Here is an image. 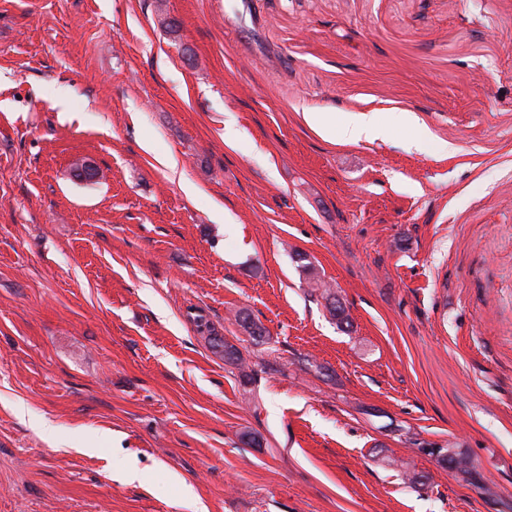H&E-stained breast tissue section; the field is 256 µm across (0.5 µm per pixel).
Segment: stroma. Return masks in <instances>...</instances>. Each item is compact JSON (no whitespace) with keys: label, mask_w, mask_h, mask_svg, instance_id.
<instances>
[{"label":"stroma","mask_w":512,"mask_h":512,"mask_svg":"<svg viewBox=\"0 0 512 512\" xmlns=\"http://www.w3.org/2000/svg\"><path fill=\"white\" fill-rule=\"evenodd\" d=\"M0 512H512V0H0ZM308 122L314 128L324 129L347 142L383 138L386 134L385 126L373 119L352 118L339 126H333L324 115L317 114L310 116ZM216 344L215 347H224V360L228 361L232 364H235L238 366V368L241 370V375L244 380V383L251 384V383H257L258 381V374L255 373V371L250 370L249 372L246 371L244 359L241 355V352L233 345H229L227 342L223 341L221 338L213 339ZM220 342V343H219Z\"/></svg>","instance_id":"stroma-1"}]
</instances>
